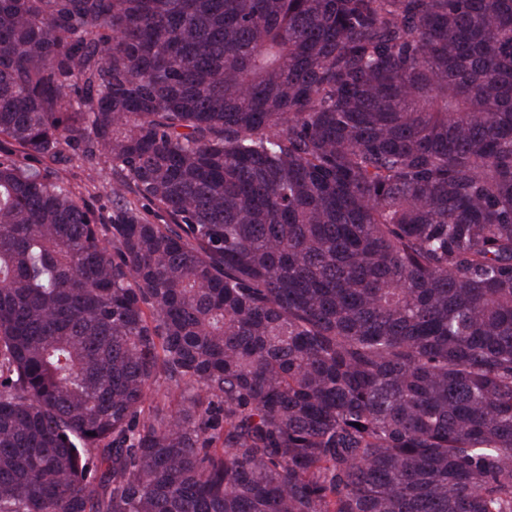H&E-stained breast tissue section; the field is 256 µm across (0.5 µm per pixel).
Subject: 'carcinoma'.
<instances>
[{
    "instance_id": "obj_1",
    "label": "carcinoma",
    "mask_w": 512,
    "mask_h": 512,
    "mask_svg": "<svg viewBox=\"0 0 512 512\" xmlns=\"http://www.w3.org/2000/svg\"><path fill=\"white\" fill-rule=\"evenodd\" d=\"M0 512H512V0H0ZM76 193L88 198L96 209L107 213L112 207V174L107 165L96 171L85 170L78 163L65 172Z\"/></svg>"
}]
</instances>
